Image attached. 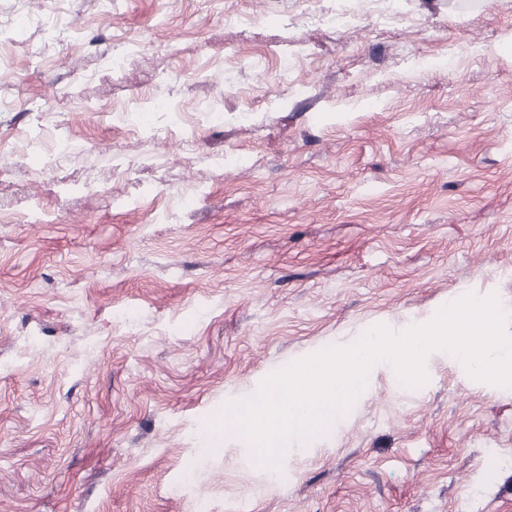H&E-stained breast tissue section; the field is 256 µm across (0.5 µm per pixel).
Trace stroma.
Wrapping results in <instances>:
<instances>
[{
    "mask_svg": "<svg viewBox=\"0 0 512 512\" xmlns=\"http://www.w3.org/2000/svg\"><path fill=\"white\" fill-rule=\"evenodd\" d=\"M113 7L0 0V512H512V387L443 351L271 464L209 435L376 325L512 312V0ZM332 2L334 5L326 10H312L305 13L303 20L336 28L348 27L358 20V15L352 9L350 0ZM336 3L339 5L338 8H336Z\"/></svg>",
    "mask_w": 512,
    "mask_h": 512,
    "instance_id": "stroma-1",
    "label": "stroma"
}]
</instances>
